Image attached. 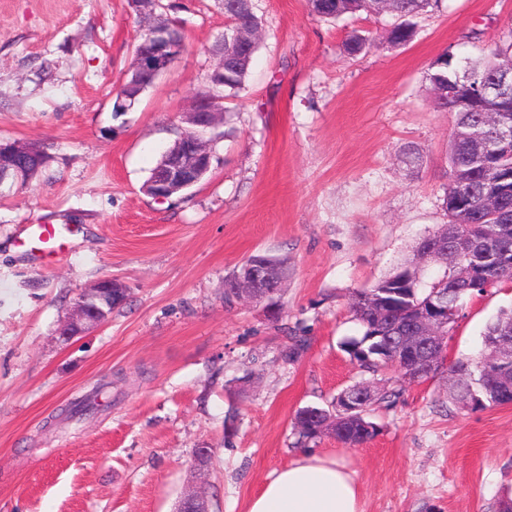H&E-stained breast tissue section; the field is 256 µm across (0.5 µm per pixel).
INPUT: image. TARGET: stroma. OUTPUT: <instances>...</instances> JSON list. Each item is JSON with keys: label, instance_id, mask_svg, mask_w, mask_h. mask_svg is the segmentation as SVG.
<instances>
[{"label": "stroma", "instance_id": "1", "mask_svg": "<svg viewBox=\"0 0 512 512\" xmlns=\"http://www.w3.org/2000/svg\"><path fill=\"white\" fill-rule=\"evenodd\" d=\"M253 4L263 43L205 134L212 169L158 202L144 186L207 89L221 0L164 11L185 50L126 112L112 84L145 26L129 0H0V140L49 157L0 197V512H175L199 448L212 455L210 512H245L307 452L353 472L363 512H498L512 493V405L452 403L444 369L414 383L382 371L394 398L371 411L379 433L363 445L325 436L301 448L293 428L297 410L368 378L340 347L363 333L354 292L448 220L454 117L433 105L430 63L512 41V0H442L400 47L384 40L387 15L327 22L306 0ZM354 31L372 46L350 57ZM27 224L78 232L39 259L19 247ZM258 251L288 265L276 319L224 298L225 277ZM104 278L126 286L125 304L63 339ZM509 307L507 282L465 299L448 363L477 354L486 322ZM96 388L98 412L70 415Z\"/></svg>", "mask_w": 512, "mask_h": 512}]
</instances>
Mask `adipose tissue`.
<instances>
[{"label": "adipose tissue", "instance_id": "adipose-tissue-1", "mask_svg": "<svg viewBox=\"0 0 512 512\" xmlns=\"http://www.w3.org/2000/svg\"><path fill=\"white\" fill-rule=\"evenodd\" d=\"M246 512H362L357 481L334 458L302 457L249 499Z\"/></svg>", "mask_w": 512, "mask_h": 512}]
</instances>
